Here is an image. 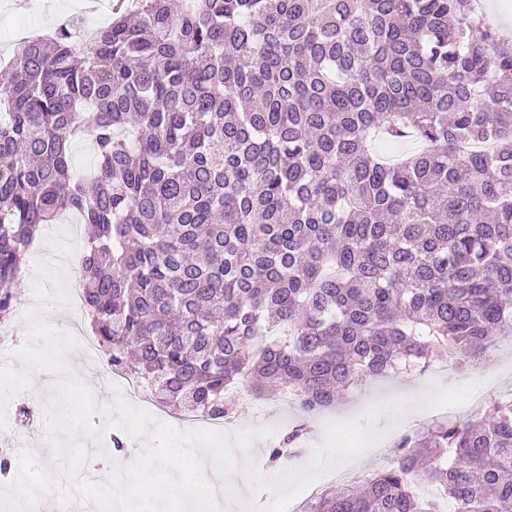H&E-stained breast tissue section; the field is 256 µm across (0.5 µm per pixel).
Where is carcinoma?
<instances>
[{"label":"carcinoma","instance_id":"1","mask_svg":"<svg viewBox=\"0 0 512 512\" xmlns=\"http://www.w3.org/2000/svg\"><path fill=\"white\" fill-rule=\"evenodd\" d=\"M63 211L90 228L108 366L174 414L228 420L229 388L279 385L311 416L477 360L512 333V42L471 0H135L90 42L64 23L0 70V323ZM425 483L454 512H509L512 398L403 435L305 512H440ZM72 165L77 176H83L93 169L95 157L87 139L75 140L70 146Z\"/></svg>","mask_w":512,"mask_h":512}]
</instances>
